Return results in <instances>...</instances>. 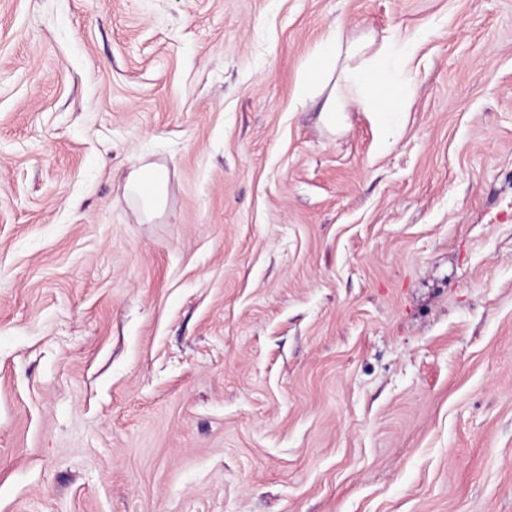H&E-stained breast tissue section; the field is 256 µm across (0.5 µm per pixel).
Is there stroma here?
<instances>
[{"mask_svg": "<svg viewBox=\"0 0 512 512\" xmlns=\"http://www.w3.org/2000/svg\"><path fill=\"white\" fill-rule=\"evenodd\" d=\"M0 512H512V0H0ZM398 42H385L366 63L351 66L349 62L369 49L370 44L351 41L344 45L341 35L320 43L309 56L297 88L301 102L315 103L337 76L321 107L322 118L336 123L340 112L356 101L368 112L377 114L384 125L394 124L412 96L410 85L396 77L391 68V58ZM343 58L342 65L338 64ZM167 175L160 170H140L134 180V190L149 210L157 209L163 200Z\"/></svg>", "mask_w": 512, "mask_h": 512, "instance_id": "stroma-1", "label": "stroma"}]
</instances>
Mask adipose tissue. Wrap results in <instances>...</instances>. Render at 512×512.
<instances>
[{
	"label": "adipose tissue",
	"mask_w": 512,
	"mask_h": 512,
	"mask_svg": "<svg viewBox=\"0 0 512 512\" xmlns=\"http://www.w3.org/2000/svg\"><path fill=\"white\" fill-rule=\"evenodd\" d=\"M396 42L368 54L367 43L334 36L309 56L297 88L301 102L321 101L325 121L335 122L350 102L376 113L382 124H394L412 96L409 84L396 77L390 61Z\"/></svg>",
	"instance_id": "adipose-tissue-1"
}]
</instances>
